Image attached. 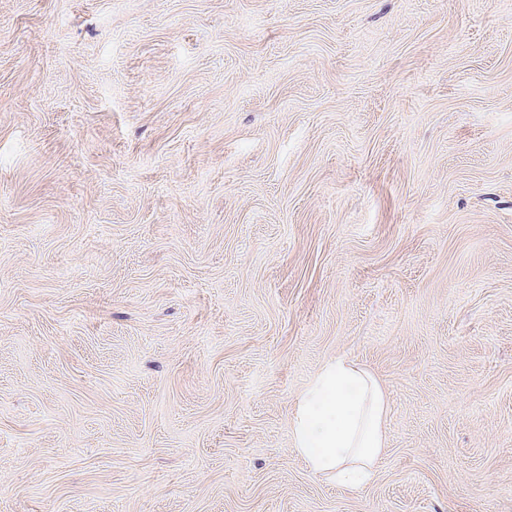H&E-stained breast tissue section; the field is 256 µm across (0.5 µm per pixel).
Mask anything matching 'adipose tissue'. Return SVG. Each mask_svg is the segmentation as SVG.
<instances>
[{
  "instance_id": "adipose-tissue-1",
  "label": "adipose tissue",
  "mask_w": 512,
  "mask_h": 512,
  "mask_svg": "<svg viewBox=\"0 0 512 512\" xmlns=\"http://www.w3.org/2000/svg\"><path fill=\"white\" fill-rule=\"evenodd\" d=\"M386 395L355 362H327L293 413L295 451L315 475L355 489L370 483L386 446Z\"/></svg>"
}]
</instances>
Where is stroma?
Masks as SVG:
<instances>
[{
	"instance_id": "stroma-1",
	"label": "stroma",
	"mask_w": 512,
	"mask_h": 512,
	"mask_svg": "<svg viewBox=\"0 0 512 512\" xmlns=\"http://www.w3.org/2000/svg\"><path fill=\"white\" fill-rule=\"evenodd\" d=\"M0 512H512L501 0H0ZM386 395L355 362H327L293 413L295 451L315 475L355 489L370 483L384 448Z\"/></svg>"
}]
</instances>
